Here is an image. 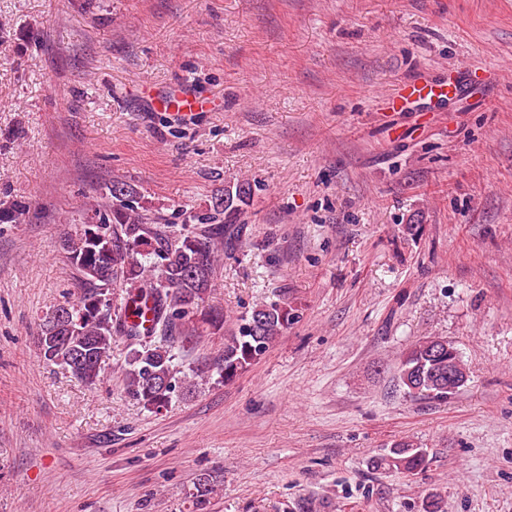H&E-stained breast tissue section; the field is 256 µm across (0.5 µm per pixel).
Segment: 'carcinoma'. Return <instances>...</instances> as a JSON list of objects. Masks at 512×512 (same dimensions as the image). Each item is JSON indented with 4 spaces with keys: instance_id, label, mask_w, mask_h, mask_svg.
I'll list each match as a JSON object with an SVG mask.
<instances>
[{
    "instance_id": "cac0c4a2",
    "label": "carcinoma",
    "mask_w": 512,
    "mask_h": 512,
    "mask_svg": "<svg viewBox=\"0 0 512 512\" xmlns=\"http://www.w3.org/2000/svg\"><path fill=\"white\" fill-rule=\"evenodd\" d=\"M112 208L89 209L86 223L60 242L76 274L77 299L66 301L41 319L37 347L40 356L89 388L101 381L112 344L126 337L132 349L125 370V391L152 411L171 401L176 389L194 385V375L178 365L191 339L224 330L227 316L205 306V294L215 264L224 256V234L254 197L253 184L239 180L211 204L188 216L178 230L149 224L141 214L136 192L125 185L109 188ZM27 205L0 207V224H21ZM124 288V302L112 311V288ZM296 315L288 304L274 300L235 318L224 336L216 374L230 382L261 359L288 329ZM160 337L157 343L152 338ZM456 346L440 337L413 343L397 365L406 393L446 400L448 378L437 376L440 362ZM428 463V452L399 443L374 461L375 467L411 474Z\"/></svg>"
}]
</instances>
